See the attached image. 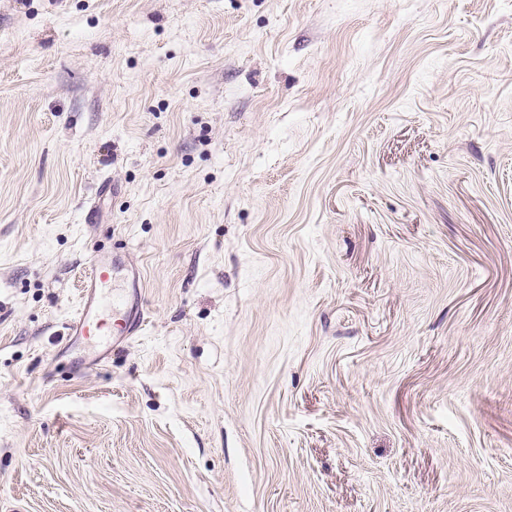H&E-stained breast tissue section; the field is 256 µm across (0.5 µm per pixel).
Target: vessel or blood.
<instances>
[{"mask_svg": "<svg viewBox=\"0 0 512 512\" xmlns=\"http://www.w3.org/2000/svg\"><path fill=\"white\" fill-rule=\"evenodd\" d=\"M116 267L114 256L105 252L93 254L88 261V270L80 284L79 308L76 316L70 320L67 334L70 343L90 341L94 344L87 360L89 365L101 366L108 363L112 353L120 344L141 333L145 322V313L139 305H132L129 318L120 334L96 336L95 331L105 314L112 306V274Z\"/></svg>", "mask_w": 512, "mask_h": 512, "instance_id": "obj_1", "label": "vessel or blood"}]
</instances>
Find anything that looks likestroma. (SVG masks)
<instances>
[{
  "label": "stroma",
  "mask_w": 512,
  "mask_h": 512,
  "mask_svg": "<svg viewBox=\"0 0 512 512\" xmlns=\"http://www.w3.org/2000/svg\"><path fill=\"white\" fill-rule=\"evenodd\" d=\"M0 512H512V0H0ZM116 267V259L109 253L97 252L88 261V271L80 281V300L76 316L70 320L67 327L69 346L77 342L86 341L94 344V351L86 354L90 366H102L112 359V351L119 348L133 336L143 330L145 313L138 305L139 277L133 276V298L136 304L132 305L128 321L119 337L106 335L96 336L95 330L99 327L105 314L112 312L110 298L112 296V273Z\"/></svg>",
  "instance_id": "obj_1"
}]
</instances>
